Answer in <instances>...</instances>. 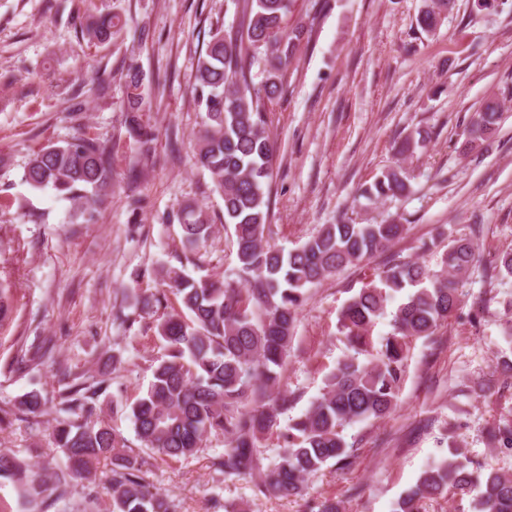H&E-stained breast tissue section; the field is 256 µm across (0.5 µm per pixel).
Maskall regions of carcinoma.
Masks as SVG:
<instances>
[{"label": "carcinoma", "instance_id": "1", "mask_svg": "<svg viewBox=\"0 0 512 512\" xmlns=\"http://www.w3.org/2000/svg\"><path fill=\"white\" fill-rule=\"evenodd\" d=\"M292 0H236L237 25L210 31L196 65L194 100L204 112L195 143L197 165L206 171L224 202V226L236 246L235 278L210 274L193 277L184 267L162 264L154 280L165 290L126 295L137 310L164 309L155 325L164 354L153 367L145 392L127 411L142 447L171 460L195 456L211 435L227 440L215 465L226 475L251 477L261 472L262 491L280 497H301L308 476L334 461L345 468L355 456L346 427L379 420L398 401L404 361L414 338L429 337L461 309L458 285L477 262V248L466 236L448 242L433 270L417 260L387 264L373 273L342 308L339 332L353 353L337 362L324 392L282 432L283 450L260 469L259 442L288 411V396L265 401L279 385L298 311L310 290L324 279L370 259L400 239L407 225L397 219L356 224L340 219L325 224L299 246L285 250L271 245L265 232L271 215L270 181L275 144L266 115L288 86V70L296 58L303 26L288 24ZM454 0H422L416 25L432 33L453 9ZM118 21L101 16L86 28L89 39L111 38ZM262 80L253 81V69ZM125 84L123 112L129 136L142 144L156 139L143 121L150 111L139 88L144 76L132 60L121 70ZM502 97L485 100L470 121L478 139L492 135L502 119ZM429 135L409 136L395 146L407 159L425 146ZM112 149L97 138L78 136L32 153L25 181L49 187L70 201L86 224L97 221L99 208L112 188ZM411 192L406 167L387 169L362 191L372 199H390ZM179 228L186 262L201 261L200 249L216 233L208 209L184 203L166 215ZM173 295L178 308L168 307ZM13 297L0 283V324L10 318ZM390 317L391 330L375 346L372 329ZM376 351L365 362L361 357ZM102 377L67 386L60 394L52 435L64 462L51 474L15 454L0 453V482L17 486L34 512H48L61 503L64 512H96L91 499L75 497L76 486L95 475L97 465H112V512H173L168 494L145 478L144 460L130 453L125 439L103 421L92 420L95 398L106 391ZM47 401L26 393L0 407V428L24 417H41ZM488 439L512 449V419L487 429ZM462 448L428 467L396 501L393 512H420L424 499L454 491L473 495L475 512H512V475L491 470L474 473Z\"/></svg>", "mask_w": 512, "mask_h": 512}]
</instances>
